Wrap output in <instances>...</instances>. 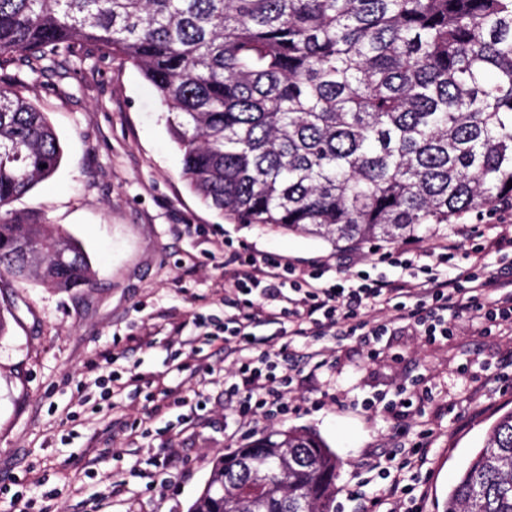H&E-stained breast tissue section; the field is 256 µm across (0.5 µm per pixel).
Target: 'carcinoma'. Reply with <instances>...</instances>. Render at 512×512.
Returning a JSON list of instances; mask_svg holds the SVG:
<instances>
[{"label":"carcinoma","mask_w":512,"mask_h":512,"mask_svg":"<svg viewBox=\"0 0 512 512\" xmlns=\"http://www.w3.org/2000/svg\"><path fill=\"white\" fill-rule=\"evenodd\" d=\"M92 44L137 65L208 209L334 244L393 243L512 201V0H0V65ZM0 87V283L92 281L68 233L11 205L62 159ZM215 459L187 512H336L339 458L289 428ZM445 512H512V410Z\"/></svg>","instance_id":"carcinoma-1"}]
</instances>
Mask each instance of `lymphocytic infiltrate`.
<instances>
[{"label": "lymphocytic infiltrate", "mask_w": 512, "mask_h": 512, "mask_svg": "<svg viewBox=\"0 0 512 512\" xmlns=\"http://www.w3.org/2000/svg\"><path fill=\"white\" fill-rule=\"evenodd\" d=\"M469 267L464 275L455 272L457 256ZM487 253L483 247L460 252L454 241L442 242L433 263L377 256L380 264L405 271L402 279L359 270L344 280H329L325 266L316 265L303 274L290 262L270 252L249 246L224 255V319L199 316L195 326L202 336H223L224 401L237 423L249 424L262 418L287 417L290 394L297 383L292 362L312 361L315 369L326 362L323 350L300 351L297 339L330 336L342 341L357 338L370 360L384 354L382 341L395 324L408 322L424 342L436 344L453 335L463 317L478 321L482 334L489 335L512 324V261L503 263L499 275L486 274ZM269 326L266 337L255 336L256 328ZM435 401L426 378H419L408 400L388 403L367 398L361 407L381 411L397 422L399 437L410 434L408 421L423 416ZM386 484L365 503L364 512H403L415 499V489L400 478L382 471Z\"/></svg>", "instance_id": "lymphocytic-infiltrate-1"}]
</instances>
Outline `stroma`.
Here are the masks:
<instances>
[{
  "mask_svg": "<svg viewBox=\"0 0 512 512\" xmlns=\"http://www.w3.org/2000/svg\"><path fill=\"white\" fill-rule=\"evenodd\" d=\"M80 52L84 62L38 80L22 61L0 65V86L24 79L62 147L53 176L13 207L79 240L95 272L80 288L29 280L0 290V512L19 494L34 500V512H187L215 457L288 428L315 432L336 452V512H358L349 491L377 492L367 464L388 459L398 441L390 417L368 416L356 402L393 399L421 376L444 390L425 415L439 437L421 471L403 478L421 492L415 512H443L463 466L512 410V326L486 336L464 319L433 346L404 328L376 361L356 340L323 338L336 361L333 395L316 375L293 393L287 419L226 427L222 339L204 347L205 386L168 371L196 316L224 312L225 250L248 244L301 267L365 269L369 247L234 224L206 208L181 177L167 114L140 70L90 44ZM129 368L142 378L139 391L102 397L95 375ZM162 383L179 386L188 404L153 412L147 395ZM116 418L146 425L149 436L113 437ZM166 448L175 451L173 478L148 482L149 459Z\"/></svg>",
  "mask_w": 512,
  "mask_h": 512,
  "instance_id": "stroma-1",
  "label": "stroma"
}]
</instances>
